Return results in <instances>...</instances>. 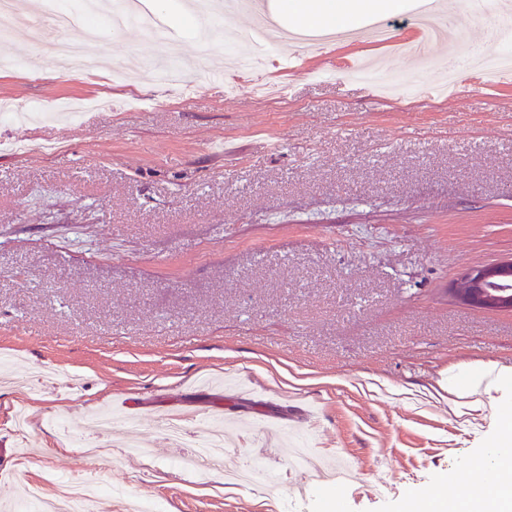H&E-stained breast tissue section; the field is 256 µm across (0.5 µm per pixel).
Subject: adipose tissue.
<instances>
[{
	"mask_svg": "<svg viewBox=\"0 0 512 512\" xmlns=\"http://www.w3.org/2000/svg\"><path fill=\"white\" fill-rule=\"evenodd\" d=\"M268 12L279 18L282 31L293 26L308 30H347L360 18L376 21L402 9V0H268ZM451 405L481 414L487 408L500 411L498 434L490 446L479 449L472 457L475 470L492 471L493 483L478 482L456 493L461 512H512V460L496 458L495 449L512 446V401L503 393L512 387V366L495 362L449 368L439 381Z\"/></svg>",
	"mask_w": 512,
	"mask_h": 512,
	"instance_id": "adipose-tissue-1",
	"label": "adipose tissue"
}]
</instances>
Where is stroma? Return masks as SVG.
<instances>
[{"label":"stroma","mask_w":512,"mask_h":512,"mask_svg":"<svg viewBox=\"0 0 512 512\" xmlns=\"http://www.w3.org/2000/svg\"><path fill=\"white\" fill-rule=\"evenodd\" d=\"M456 0L443 38L404 52L415 15H388L392 41L312 53L279 42L260 75L200 81L178 98L151 63L159 42L106 22L93 77L62 71L25 27L0 99L49 108L110 99L72 123L0 118V512L28 492L59 497L46 471L102 480L162 512H326L312 472L282 466L284 442L344 455L361 481L343 512H400L410 495L474 479L495 418L458 419L429 388L449 367L512 363V312L458 303L473 266L512 257V75L485 78L464 50L498 24ZM181 56L247 58L216 23L169 13ZM455 50L458 86L428 91ZM227 80V81H228ZM112 418L94 440L95 417ZM236 423L228 465L264 454L271 482L204 483L171 466L167 434ZM142 458L113 461L125 439ZM98 442L90 460L76 445Z\"/></svg>","instance_id":"stroma-1"}]
</instances>
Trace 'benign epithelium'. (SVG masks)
Masks as SVG:
<instances>
[{
    "instance_id": "1",
    "label": "benign epithelium",
    "mask_w": 512,
    "mask_h": 512,
    "mask_svg": "<svg viewBox=\"0 0 512 512\" xmlns=\"http://www.w3.org/2000/svg\"><path fill=\"white\" fill-rule=\"evenodd\" d=\"M456 293L467 305L512 312V259L467 270Z\"/></svg>"
}]
</instances>
